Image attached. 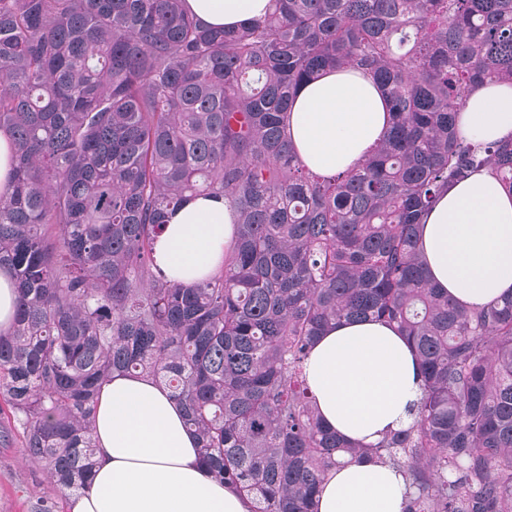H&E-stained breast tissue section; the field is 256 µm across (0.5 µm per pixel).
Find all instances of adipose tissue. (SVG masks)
<instances>
[{
	"mask_svg": "<svg viewBox=\"0 0 512 512\" xmlns=\"http://www.w3.org/2000/svg\"><path fill=\"white\" fill-rule=\"evenodd\" d=\"M211 27H236L263 15L268 0H186ZM390 127L388 104L372 78L352 68L302 85L286 122L299 160L334 175L354 167ZM467 141L512 139V84L477 87L457 114ZM234 240L223 199L196 196L167 217L154 243L167 279L191 284L215 274ZM431 282L480 308L512 293V194L488 169L441 191L419 226ZM323 423L344 439L377 444L406 427L420 396L418 364L406 339L378 320L341 321L318 336L306 364ZM97 465L71 512H252L253 501L217 480L181 407L154 380L116 376L97 398ZM405 478L393 465L354 459L329 471L311 512H402Z\"/></svg>",
	"mask_w": 512,
	"mask_h": 512,
	"instance_id": "ef3b65f1",
	"label": "adipose tissue"
}]
</instances>
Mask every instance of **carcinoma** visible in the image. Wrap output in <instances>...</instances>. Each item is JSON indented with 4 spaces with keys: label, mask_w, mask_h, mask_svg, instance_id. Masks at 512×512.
<instances>
[{
    "label": "carcinoma",
    "mask_w": 512,
    "mask_h": 512,
    "mask_svg": "<svg viewBox=\"0 0 512 512\" xmlns=\"http://www.w3.org/2000/svg\"><path fill=\"white\" fill-rule=\"evenodd\" d=\"M185 0H0V270L14 280L0 395L48 483L95 465L96 394L163 384L202 461L253 512H308L326 472L402 470L403 512H512V295L472 309L431 285L418 228L440 190L488 168L512 192V141L456 116L512 83V0H271L210 29ZM352 66L392 115L357 167L322 175L284 137L299 87ZM224 199L234 244L191 286L157 269L168 211ZM393 323L419 361L414 421L363 448L322 425L305 366L340 320Z\"/></svg>",
    "instance_id": "1"
}]
</instances>
